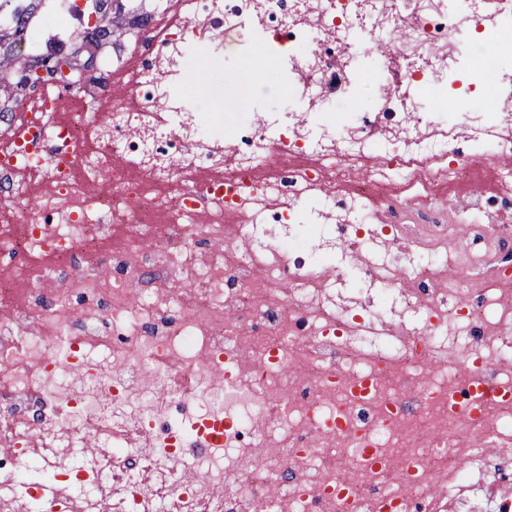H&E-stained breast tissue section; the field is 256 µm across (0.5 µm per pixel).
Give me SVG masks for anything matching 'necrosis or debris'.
Segmentation results:
<instances>
[{
  "label": "necrosis or debris",
  "instance_id": "necrosis-or-debris-1",
  "mask_svg": "<svg viewBox=\"0 0 512 512\" xmlns=\"http://www.w3.org/2000/svg\"><path fill=\"white\" fill-rule=\"evenodd\" d=\"M183 5L159 38L165 0L132 8L138 59L118 43L81 74L76 96L52 81L28 86L0 119V512H28L40 472L65 490L50 512L103 502L111 512H382L386 502L426 512L434 490L447 492L448 512H512L505 474L474 482L468 471L485 460L482 436L512 454V337L501 334L512 293L455 311L463 335L495 337V363L468 368L501 393L470 414L477 436L458 435L448 398L464 373L429 369L430 336L415 328L366 353L316 301L322 260L293 231L313 188L358 210L387 182L427 186L478 170L512 185L511 165L489 163L512 156V66L470 69L473 45L512 30V0ZM77 34L93 37L77 0H44L23 31L37 58ZM377 35L390 48L367 57L360 44ZM268 44L279 47L280 94L258 97L252 119L231 130L200 111L186 74ZM368 71L379 96L337 119L332 96ZM117 73L130 103L109 96ZM413 87L455 103L487 90L481 132L416 104ZM276 194L291 196L288 211L254 212ZM239 237L255 238L254 249L239 253ZM106 238L108 280L96 273ZM173 267L200 292L135 291L144 272L162 280ZM288 272L297 286L285 298L277 287ZM215 415L233 426L223 447H192L195 423ZM91 443L89 469L71 470L73 449ZM87 479L92 496L70 494Z\"/></svg>",
  "mask_w": 512,
  "mask_h": 512
}]
</instances>
